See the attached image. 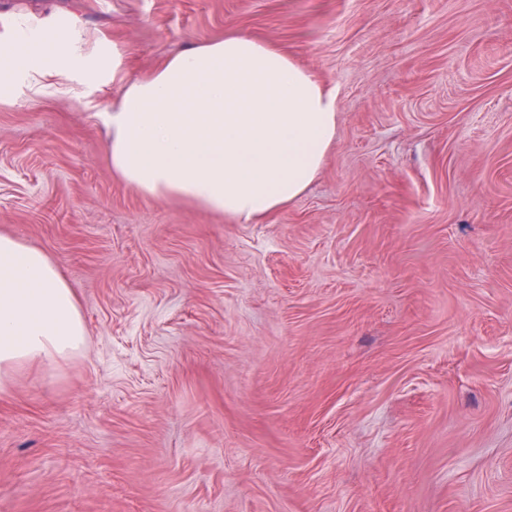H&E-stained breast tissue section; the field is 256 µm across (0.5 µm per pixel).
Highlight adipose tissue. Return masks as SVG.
Segmentation results:
<instances>
[{"label": "adipose tissue", "instance_id": "ef3b65f1", "mask_svg": "<svg viewBox=\"0 0 512 512\" xmlns=\"http://www.w3.org/2000/svg\"><path fill=\"white\" fill-rule=\"evenodd\" d=\"M10 52L0 103L18 85L33 94L67 77L122 95L102 113L112 173L144 197L263 223L296 201L336 142V93L281 47L245 34L191 45L132 78L122 55L81 53L69 25ZM85 343L78 299L41 248L0 234V388L18 366L53 362Z\"/></svg>", "mask_w": 512, "mask_h": 512}]
</instances>
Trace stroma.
<instances>
[{
  "mask_svg": "<svg viewBox=\"0 0 512 512\" xmlns=\"http://www.w3.org/2000/svg\"><path fill=\"white\" fill-rule=\"evenodd\" d=\"M144 73L245 32L336 89V142L261 224L112 173L119 84L0 103V234L83 349L0 390V512H512V0H0Z\"/></svg>",
  "mask_w": 512,
  "mask_h": 512,
  "instance_id": "35a3bbf8",
  "label": "stroma"
}]
</instances>
